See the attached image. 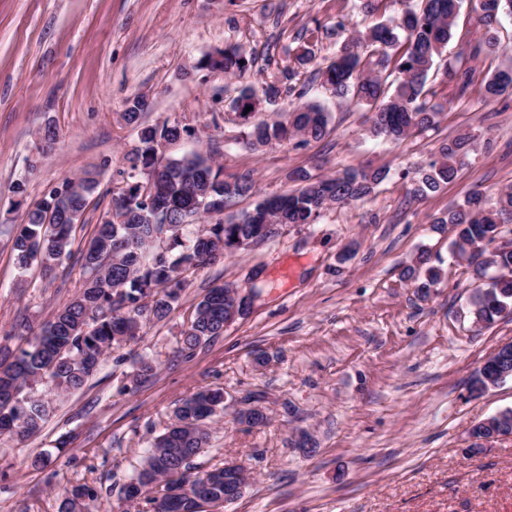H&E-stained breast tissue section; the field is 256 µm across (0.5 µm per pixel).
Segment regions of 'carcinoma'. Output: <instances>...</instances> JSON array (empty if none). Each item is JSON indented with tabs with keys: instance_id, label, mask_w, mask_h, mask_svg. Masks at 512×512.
Here are the masks:
<instances>
[{
	"instance_id": "carcinoma-1",
	"label": "carcinoma",
	"mask_w": 512,
	"mask_h": 512,
	"mask_svg": "<svg viewBox=\"0 0 512 512\" xmlns=\"http://www.w3.org/2000/svg\"><path fill=\"white\" fill-rule=\"evenodd\" d=\"M403 9L395 19L376 22L352 33L348 42L327 65L315 69L322 85L336 97L366 108L369 133L393 141L406 139L434 126L439 112L429 104V77L438 73L440 61L453 37L462 0H400ZM483 33L480 47L496 46L493 26L500 16L512 17V0H470ZM255 58L237 44H227L206 54L199 68L242 77ZM445 75L456 79L460 93L473 82V69L447 65ZM481 93L496 101L512 94V65L484 78ZM283 94L279 80L265 83L263 97L247 85L230 108L244 121L245 148L294 143L301 146L328 132L329 113L318 103L304 102L306 90H298L299 102L275 118H256L263 102ZM252 110L245 111L246 107ZM151 102L127 101L122 118L136 130L137 145L127 156L129 168L124 186L113 198L115 217L96 225L94 236L79 252L85 279L77 293L44 323L25 337L26 346L16 353L0 349V436L36 435L51 409L50 402L23 395L25 386L50 380L60 393L81 389L100 368L106 351L135 338L141 319L165 318L183 290L181 272L197 268L239 250L242 242H260L278 233L282 224H310L326 209V201L347 205L371 195L389 176V170L346 168L322 179L305 170L295 172L301 186L289 193L262 199L238 217L217 221L195 238L183 236V227L204 214L221 213L229 203L253 189L252 180L233 182L221 178L211 159L194 154L161 164L159 147L169 138L191 134L177 123L140 126ZM478 135L459 134L442 142L435 154L413 170L400 173L410 182L408 193L426 197L454 181L476 150ZM98 173L84 172L76 188L66 181L51 190L25 215L12 237L14 260L21 272L34 265L46 274L71 259L73 231L98 186ZM512 214V189L492 198L470 195L463 205L435 220L457 227L454 246L469 255L484 288L471 299L477 325L490 324L512 311V244L496 243L498 227ZM231 304L224 287L209 289L196 304L190 325L183 333L180 351L189 358L203 343L224 333ZM224 408V392L206 390L183 400L173 411V421L157 436L141 468L123 485L124 499L144 502L154 512L160 488L165 512H202L201 503H222L234 484L244 483L235 473L224 480V469L188 481L190 463L208 444L206 424ZM491 430L512 431V409L491 418ZM189 489H184L185 485ZM96 492L76 486L65 492L63 512H88L87 502Z\"/></svg>"
}]
</instances>
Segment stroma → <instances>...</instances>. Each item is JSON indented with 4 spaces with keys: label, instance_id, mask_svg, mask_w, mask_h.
<instances>
[{
    "label": "stroma",
    "instance_id": "stroma-1",
    "mask_svg": "<svg viewBox=\"0 0 512 512\" xmlns=\"http://www.w3.org/2000/svg\"><path fill=\"white\" fill-rule=\"evenodd\" d=\"M0 0V345L17 322L52 318L83 279L70 260L55 276L20 274L13 230L50 190L85 171L101 173L76 228L77 246L112 212V196L135 145L122 119L128 99L149 92L148 125L178 122L190 136L164 144L165 158L210 156L230 180L255 182L226 216L252 209L260 196L293 189L294 170L328 176L344 168H387L370 197L330 207L310 224L184 273L177 305L144 320L136 339L106 353L87 384L57 393L28 386L53 412L25 441L0 437V512H61L66 489L97 492L92 512H137L120 490L139 469L173 410L196 392L220 389L224 410L208 425L209 443L193 465L203 472L239 462L252 478L235 501L207 512H512V437L465 456L469 429L512 408V379L474 396L469 379L512 343V314L474 324L470 301L482 287L453 243L457 229L439 218L469 194L512 189V95L485 102L479 82L512 58V18H501L492 52L470 58L480 31L464 0L444 62L475 71L466 94L435 75L429 100L443 107L437 125L393 142L372 137L362 107L336 98L295 56L318 30L325 63L347 30L397 15L399 0ZM237 43L257 57L241 78L198 68L214 48ZM297 72L292 86L330 114V132L300 148L244 149L241 125L225 112L238 87H260ZM53 125L56 139L39 138ZM479 134L457 178L412 198L400 174L442 141ZM25 190L13 191L16 182ZM438 267L428 293L404 277L420 257ZM260 289L222 336L191 358L178 342L209 288ZM264 362H257V355ZM150 362L149 376L138 374ZM261 406L262 426L238 421Z\"/></svg>",
    "mask_w": 512,
    "mask_h": 512
}]
</instances>
